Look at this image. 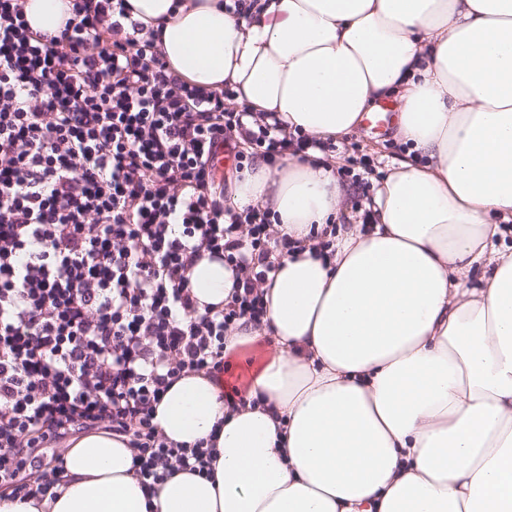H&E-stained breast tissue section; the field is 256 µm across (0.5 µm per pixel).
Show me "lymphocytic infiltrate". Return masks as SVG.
<instances>
[{"mask_svg": "<svg viewBox=\"0 0 512 512\" xmlns=\"http://www.w3.org/2000/svg\"><path fill=\"white\" fill-rule=\"evenodd\" d=\"M71 3L41 35L0 0V489L23 501L57 499L63 458L35 457L94 428L132 448L146 492L211 477L215 448L168 441L155 407L187 373L224 374L227 334L263 324L294 249L269 208H225L215 157L234 148L241 171L334 149L172 75L125 0ZM206 253L237 283L201 312L187 273Z\"/></svg>", "mask_w": 512, "mask_h": 512, "instance_id": "f902f5d3", "label": "lymphocytic infiltrate"}]
</instances>
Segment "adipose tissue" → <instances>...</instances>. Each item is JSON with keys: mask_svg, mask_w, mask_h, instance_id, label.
<instances>
[{"mask_svg": "<svg viewBox=\"0 0 512 512\" xmlns=\"http://www.w3.org/2000/svg\"><path fill=\"white\" fill-rule=\"evenodd\" d=\"M172 71L288 130L339 140L393 106L408 149L373 188L372 222L337 220L344 187L323 153L256 161L224 199L271 207L297 243L263 286L271 341L257 406L192 372L154 422L176 443L216 436L213 479L185 471L145 494L132 451L104 431L72 442L56 501L0 495V512H512V0H126ZM69 0H26L59 33ZM491 271L470 288V266ZM199 306L227 302L230 265L188 272Z\"/></svg>", "mask_w": 512, "mask_h": 512, "instance_id": "obj_1", "label": "adipose tissue"}]
</instances>
